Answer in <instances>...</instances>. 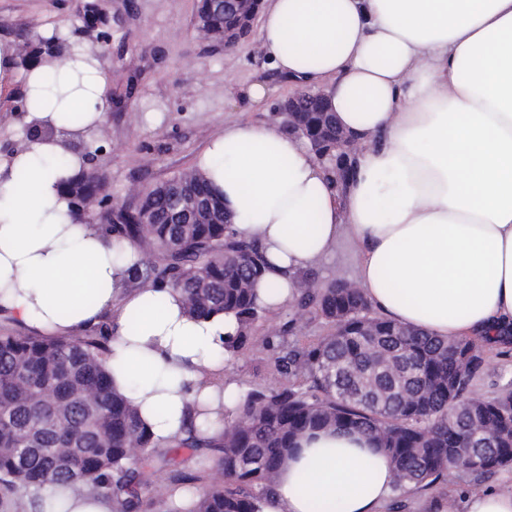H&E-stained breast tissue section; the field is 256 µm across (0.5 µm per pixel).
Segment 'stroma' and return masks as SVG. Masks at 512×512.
<instances>
[{
    "label": "stroma",
    "mask_w": 512,
    "mask_h": 512,
    "mask_svg": "<svg viewBox=\"0 0 512 512\" xmlns=\"http://www.w3.org/2000/svg\"><path fill=\"white\" fill-rule=\"evenodd\" d=\"M199 0H101L109 18L112 56L102 68L119 111L105 116L96 145L104 146L102 163L109 193L117 202L132 203L136 195L194 166L207 143L228 121L265 122L271 107L292 88L273 71L260 49V32L227 50L199 36L192 27ZM58 34L75 46L76 57L94 52L93 33L84 29L77 0H0V41L20 49L36 37ZM264 82L266 98L251 102L249 85ZM28 74L13 67L0 78V145L24 144L27 128L13 110L17 98H28ZM355 247L341 242L336 253L308 269L317 283L353 281ZM291 306L262 312L252 324L249 340L224 372L241 391L264 386L275 372L267 340L308 344L327 332L323 320L309 316L299 333L288 330ZM476 396L489 398L512 391V345L494 346L474 382ZM472 478L454 473L432 487L405 497L404 512H428L430 502H458L474 489Z\"/></svg>",
    "instance_id": "1"
}]
</instances>
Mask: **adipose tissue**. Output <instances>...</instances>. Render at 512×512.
<instances>
[{
  "instance_id": "1",
  "label": "adipose tissue",
  "mask_w": 512,
  "mask_h": 512,
  "mask_svg": "<svg viewBox=\"0 0 512 512\" xmlns=\"http://www.w3.org/2000/svg\"><path fill=\"white\" fill-rule=\"evenodd\" d=\"M261 50L298 88L323 92L359 146L339 185L281 123L232 121L197 166L235 232L265 262L256 303L294 296L302 270L356 243L354 283L382 317L449 340L512 323V0H264ZM49 135L0 163V309L42 334L75 336L110 316L112 388L159 446L208 404L212 432L239 395L215 359L234 314L189 315L179 292L129 289L138 249L73 222ZM261 512H382L387 454L365 437L302 438Z\"/></svg>"
}]
</instances>
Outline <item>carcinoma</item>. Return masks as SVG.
<instances>
[{"instance_id": "obj_1", "label": "carcinoma", "mask_w": 512, "mask_h": 512, "mask_svg": "<svg viewBox=\"0 0 512 512\" xmlns=\"http://www.w3.org/2000/svg\"><path fill=\"white\" fill-rule=\"evenodd\" d=\"M196 18L216 34L244 26L211 0ZM24 69L41 66L55 85L72 57L52 35L18 52ZM107 180L105 168L83 165L61 182L72 221L79 222ZM200 200L207 217L184 212L171 189ZM116 244L137 246L133 280L181 291L189 314L233 313L238 334L224 342L233 358L259 317L254 284L264 261L259 241L231 230L224 202L196 169L140 194L138 204L103 217ZM289 329L307 314L328 333L308 345L281 348L280 377L224 408V430L211 435L191 421L176 448H215L217 472L207 490L176 469L153 441L129 400L112 389L108 319L79 336L0 332V512H41L44 495L89 492L112 498L114 512H261L288 452L301 436L326 429L376 440L391 457L395 489L430 487L458 470L476 478L512 466V393L472 395L493 342L477 336L448 341L377 315L359 289L342 281L300 282ZM167 475L164 489L143 499L147 478Z\"/></svg>"}]
</instances>
